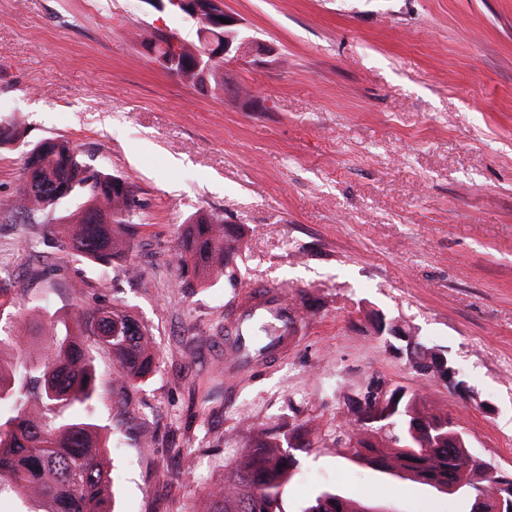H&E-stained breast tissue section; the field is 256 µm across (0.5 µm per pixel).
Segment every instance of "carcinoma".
I'll list each match as a JSON object with an SVG mask.
<instances>
[{
    "label": "carcinoma",
    "instance_id": "obj_1",
    "mask_svg": "<svg viewBox=\"0 0 512 512\" xmlns=\"http://www.w3.org/2000/svg\"><path fill=\"white\" fill-rule=\"evenodd\" d=\"M175 42L180 63L166 68L168 73L201 93L226 88L224 61L207 55L209 43L201 33L190 43L160 29L141 34L142 47L157 54L156 62ZM24 133L21 120L1 124L0 149ZM71 200L78 206L58 214ZM140 207L133 183L90 163L66 139L45 138L27 151L14 210L26 221L59 225L62 246L81 259L107 262L126 250V230ZM240 238L239 230L224 225V217L197 210L178 237V261L206 285L229 271ZM75 324L51 317L0 325V349L22 341L15 369L0 367V491L32 493L45 512H113L112 473L104 466L109 438L92 421L96 372L81 337L112 352L126 384L147 378L154 353L135 318L112 304L81 311ZM44 336L53 337L54 347L43 346ZM411 340L417 373L440 380L445 368H454L417 336ZM391 396L398 400L387 421L340 429L336 447L354 448V456L372 467L440 492L452 488L467 497L482 489L488 496L485 510L468 497L469 512H499L495 494L512 490V477L473 456L462 428H449L448 415L424 396L403 387ZM307 434L302 424L288 438L260 432L235 462L224 488L208 492V512H288L283 498L298 464L294 452L311 447ZM297 512H364V505L324 491Z\"/></svg>",
    "mask_w": 512,
    "mask_h": 512
}]
</instances>
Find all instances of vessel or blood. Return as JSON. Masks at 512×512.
Here are the masks:
<instances>
[{
    "instance_id": "vessel-or-blood-1",
    "label": "vessel or blood",
    "mask_w": 512,
    "mask_h": 512,
    "mask_svg": "<svg viewBox=\"0 0 512 512\" xmlns=\"http://www.w3.org/2000/svg\"><path fill=\"white\" fill-rule=\"evenodd\" d=\"M300 329L297 309L283 290L252 289L230 315L224 336V369L242 373L287 352Z\"/></svg>"
}]
</instances>
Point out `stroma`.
Masks as SVG:
<instances>
[{
  "label": "stroma",
  "instance_id": "stroma-1",
  "mask_svg": "<svg viewBox=\"0 0 512 512\" xmlns=\"http://www.w3.org/2000/svg\"><path fill=\"white\" fill-rule=\"evenodd\" d=\"M277 54L224 67L204 95L147 57L144 30L196 39L147 0H0V277L15 318L74 320L107 301L157 355L126 385L95 348L93 416L115 512H206L208 492L257 431L303 424L287 512L326 489L391 512H464V500L387 474L335 445L348 398L403 386L462 427L471 452L512 473V0H223ZM70 140L134 183L126 254L63 251L10 208L27 151ZM198 209L243 231L233 277L188 284L176 257ZM256 286L318 306L279 358L224 373V326ZM379 312L443 351L475 392L418 375L371 335ZM196 467L184 477L186 458Z\"/></svg>",
  "mask_w": 512,
  "mask_h": 512
}]
</instances>
